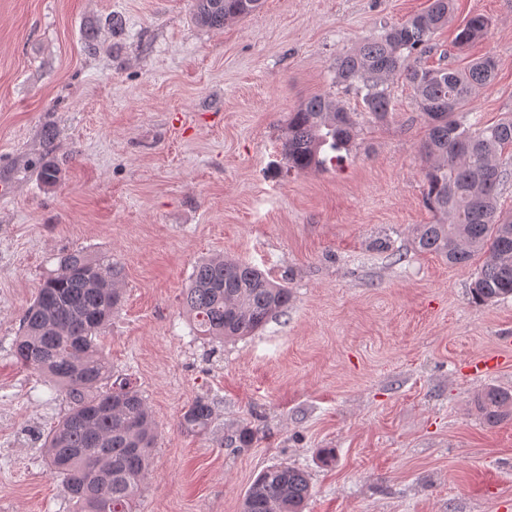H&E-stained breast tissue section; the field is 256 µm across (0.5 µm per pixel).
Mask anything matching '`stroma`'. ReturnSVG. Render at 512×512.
<instances>
[{"instance_id":"stroma-1","label":"stroma","mask_w":512,"mask_h":512,"mask_svg":"<svg viewBox=\"0 0 512 512\" xmlns=\"http://www.w3.org/2000/svg\"><path fill=\"white\" fill-rule=\"evenodd\" d=\"M428 4L266 0L209 29L191 0H0V512L72 510L42 449L65 404L13 342L76 249L123 272L102 345L158 432L135 512H240L279 462L307 471L306 512H512V420L471 408L486 387L512 390V296L476 304L472 268L416 252L435 216L406 84L379 123L334 82L339 54ZM477 14L484 37L457 49ZM434 43L454 66L494 55L469 110L485 126L512 114V0H456ZM324 92L353 112L354 144L290 171L288 115ZM47 161L56 183L38 178ZM216 255L288 286L287 309L243 339L194 336L181 292ZM197 397L214 409L206 435L180 425ZM243 426L254 443L225 446Z\"/></svg>"}]
</instances>
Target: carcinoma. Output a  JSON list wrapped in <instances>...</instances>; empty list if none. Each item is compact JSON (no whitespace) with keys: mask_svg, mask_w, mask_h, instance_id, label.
Wrapping results in <instances>:
<instances>
[{"mask_svg":"<svg viewBox=\"0 0 512 512\" xmlns=\"http://www.w3.org/2000/svg\"><path fill=\"white\" fill-rule=\"evenodd\" d=\"M264 0H193L195 22L222 28L258 12ZM452 0H432L423 13L364 39L336 57V83L356 90L364 110L378 122L391 112V81L404 78L428 133L426 201L438 215L421 224L415 248L467 268L476 256L470 294L479 303L512 296V217L498 207L500 186L512 172L498 153L512 149V117L485 127L467 122L476 92L490 84L497 61L484 55L463 68L427 64L433 35L448 24ZM488 27L482 15L458 28L455 43L465 47ZM355 132L350 112L330 93L314 95L290 113L282 153L288 169L318 170L349 150ZM122 272L105 256L73 251L60 259L24 311L14 341L23 368L50 381L66 404L47 433L44 459L60 479L73 512H134L157 444L152 412L127 378H112V367L97 338L123 299ZM288 288L256 266L215 256L195 266L182 305L192 331L211 339L243 338L264 328L288 306ZM481 419L494 426L512 418V393L488 387L474 400ZM213 410L196 399L182 413L181 425L205 431ZM311 497L308 475L286 463L262 470L246 491L241 512H304Z\"/></svg>","mask_w":512,"mask_h":512,"instance_id":"obj_1","label":"carcinoma"}]
</instances>
